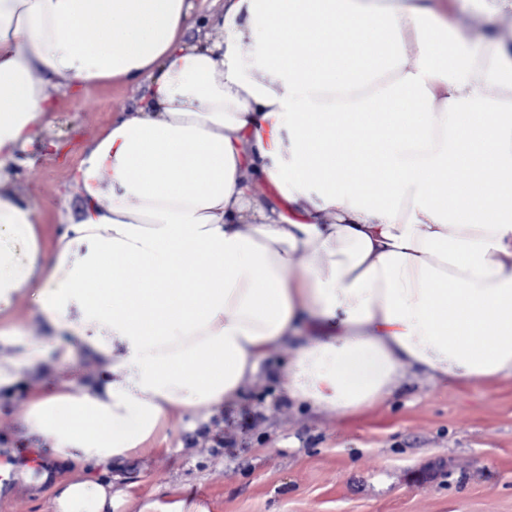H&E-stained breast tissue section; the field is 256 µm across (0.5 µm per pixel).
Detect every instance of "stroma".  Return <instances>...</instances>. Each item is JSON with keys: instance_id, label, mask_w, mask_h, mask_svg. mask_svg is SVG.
I'll use <instances>...</instances> for the list:
<instances>
[{"instance_id": "1", "label": "stroma", "mask_w": 512, "mask_h": 512, "mask_svg": "<svg viewBox=\"0 0 512 512\" xmlns=\"http://www.w3.org/2000/svg\"><path fill=\"white\" fill-rule=\"evenodd\" d=\"M55 82L59 92L46 122L31 129L14 179L47 245L82 211L74 178L82 154L144 91L136 82L86 90L63 76ZM12 358L21 365L23 354ZM287 361V347L272 350L235 406L206 423L174 420L165 451L125 462L112 512H158L175 500L205 512H512L511 380L445 385L410 370L388 403L343 416L284 401ZM96 370L81 354L39 375L21 365L17 392L0 393L1 467H45L46 452L22 436L26 393ZM48 499L46 488L0 475V512H49Z\"/></svg>"}]
</instances>
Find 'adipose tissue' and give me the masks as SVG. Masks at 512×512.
I'll use <instances>...</instances> for the list:
<instances>
[{
    "label": "adipose tissue",
    "instance_id": "obj_1",
    "mask_svg": "<svg viewBox=\"0 0 512 512\" xmlns=\"http://www.w3.org/2000/svg\"><path fill=\"white\" fill-rule=\"evenodd\" d=\"M189 10L0 0V392L20 346L35 374L78 347L101 368L25 404L70 469L52 512H112L115 463L234 404L307 318L339 330L281 392L317 413L381 405L409 368L512 380V0H224L212 44L185 40ZM55 75L147 89L85 151L48 252L8 163ZM18 299L49 342H24Z\"/></svg>",
    "mask_w": 512,
    "mask_h": 512
}]
</instances>
